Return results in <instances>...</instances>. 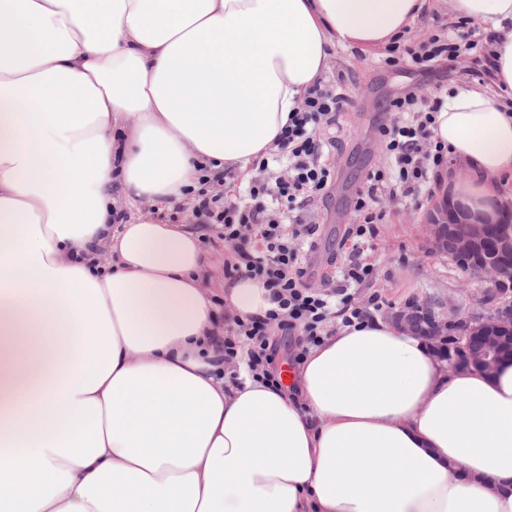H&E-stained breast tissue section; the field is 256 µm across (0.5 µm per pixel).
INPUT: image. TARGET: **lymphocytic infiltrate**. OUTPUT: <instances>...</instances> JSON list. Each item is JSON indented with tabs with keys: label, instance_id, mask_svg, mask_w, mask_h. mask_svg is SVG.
<instances>
[{
	"label": "lymphocytic infiltrate",
	"instance_id": "obj_1",
	"mask_svg": "<svg viewBox=\"0 0 512 512\" xmlns=\"http://www.w3.org/2000/svg\"><path fill=\"white\" fill-rule=\"evenodd\" d=\"M468 54L471 75L482 77L490 72V51L478 41L457 43L452 40L431 39L418 50L386 58L387 66L395 68L431 69L441 61L456 62ZM350 99L334 82L316 85L302 106L293 112L278 140L279 151L288 157L285 174L270 176L268 159L255 164L256 174L249 185L254 205L241 207L229 201L226 194L207 191L209 177H202V190L194 216L204 227L217 226L235 260L226 264L229 277H256L272 292L275 310L266 315L237 322L236 330L224 339L225 359L246 355L247 368L253 378L280 386L281 378L274 369V354L270 345L273 330L299 332L308 345L320 342L332 319L343 324L361 322L369 317L360 306L338 309L331 302V293L307 287L299 262V244L312 237L317 227L307 219V212L318 199L324 198L332 184L334 169L324 157L325 136L336 126L339 112ZM442 102L434 95L423 96L407 90L389 104L392 120L381 127V141L388 157L393 160V175L378 169L369 173L366 192L355 202L356 218L350 229L354 240L352 249L363 252L368 239L375 234L381 215L369 206L379 195L417 197L429 191L438 176L445 154L441 143L435 141V114ZM276 187L281 200L277 209L259 204L258 196Z\"/></svg>",
	"mask_w": 512,
	"mask_h": 512
}]
</instances>
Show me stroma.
<instances>
[{
  "instance_id": "stroma-1",
  "label": "stroma",
  "mask_w": 512,
  "mask_h": 512,
  "mask_svg": "<svg viewBox=\"0 0 512 512\" xmlns=\"http://www.w3.org/2000/svg\"><path fill=\"white\" fill-rule=\"evenodd\" d=\"M458 17L448 0H432L428 13L408 26L398 41L401 49H418L433 37L445 38L458 30ZM387 48L361 51L337 45L329 52L325 79H341L351 103L340 113L336 123V147L329 159L336 168V180L329 194L315 211L317 231L300 253L305 282L310 287L334 289L341 283V267L352 254L346 244L347 230L354 219V204L359 192L367 188L369 172L386 167L388 159L380 144L379 128L389 122L386 107L406 86L418 84L436 89L439 97L452 95L457 89L480 85L492 87V78L476 79L467 73L465 62H443L432 71H397L385 66ZM457 171L454 161H446L440 170L434 193L420 204L409 205L386 196L378 197L374 207L383 219L363 257L372 265L368 281L349 284L352 303L368 305L371 297L382 303L378 317H387L392 309L429 299L443 308L463 312L480 310L483 283L469 279L450 259L430 253L421 224L424 213L449 198L448 183ZM201 244L213 264L211 276L218 321L225 331L233 325L221 287L225 281L224 262L230 257L217 230L201 231Z\"/></svg>"
}]
</instances>
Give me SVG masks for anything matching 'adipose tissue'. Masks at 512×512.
Returning a JSON list of instances; mask_svg holds the SVG:
<instances>
[{
  "label": "adipose tissue",
  "mask_w": 512,
  "mask_h": 512,
  "mask_svg": "<svg viewBox=\"0 0 512 512\" xmlns=\"http://www.w3.org/2000/svg\"><path fill=\"white\" fill-rule=\"evenodd\" d=\"M427 3L0 0V512H512V359L452 373L376 318L311 346L296 392L231 383L201 240L163 218L268 155L331 46L389 44ZM451 4L494 32L497 87L433 133L493 222L512 0ZM224 305L274 307L250 277Z\"/></svg>",
  "instance_id": "obj_1"
}]
</instances>
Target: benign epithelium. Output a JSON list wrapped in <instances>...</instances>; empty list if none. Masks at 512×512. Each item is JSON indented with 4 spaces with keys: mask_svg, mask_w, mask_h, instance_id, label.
I'll list each match as a JSON object with an SVG mask.
<instances>
[{
    "mask_svg": "<svg viewBox=\"0 0 512 512\" xmlns=\"http://www.w3.org/2000/svg\"><path fill=\"white\" fill-rule=\"evenodd\" d=\"M430 251L446 256L472 279L488 285L486 313L466 315L439 311L429 301H415L389 316L400 328L429 341L448 371L471 366L493 370L512 352V235L491 237V225L463 218L448 201L430 210L423 221ZM481 330L480 348L469 349L462 329Z\"/></svg>",
    "mask_w": 512,
    "mask_h": 512,
    "instance_id": "7a95c632",
    "label": "benign epithelium"
}]
</instances>
